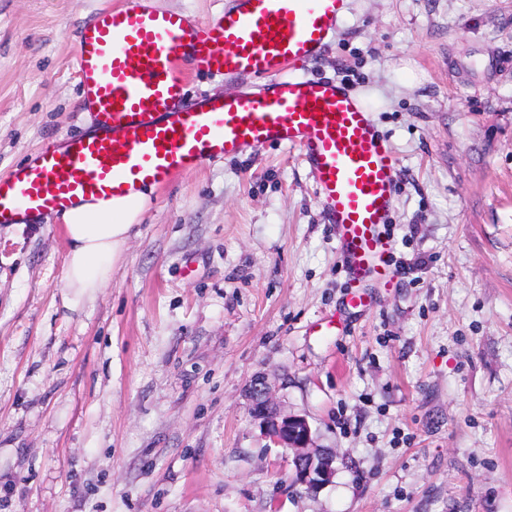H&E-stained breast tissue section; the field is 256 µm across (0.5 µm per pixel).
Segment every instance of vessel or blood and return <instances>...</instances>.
<instances>
[{"label":"vessel or blood","mask_w":512,"mask_h":512,"mask_svg":"<svg viewBox=\"0 0 512 512\" xmlns=\"http://www.w3.org/2000/svg\"><path fill=\"white\" fill-rule=\"evenodd\" d=\"M346 0H231L213 22L127 0L77 33L76 74L101 132L43 145L0 178V224L78 198L121 197L271 144L298 150L355 283L389 282L383 226L397 163L368 107L341 81L313 78ZM257 78L252 91L183 104L186 68Z\"/></svg>","instance_id":"b4317fda"}]
</instances>
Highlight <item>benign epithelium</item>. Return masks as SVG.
<instances>
[{
	"label": "benign epithelium",
	"instance_id": "7a95c632",
	"mask_svg": "<svg viewBox=\"0 0 512 512\" xmlns=\"http://www.w3.org/2000/svg\"><path fill=\"white\" fill-rule=\"evenodd\" d=\"M248 394L254 417L265 425V438L292 452V482L309 489L329 482L336 473V453L310 447L311 427L307 419L282 413L274 402L272 388L262 377L251 381Z\"/></svg>",
	"mask_w": 512,
	"mask_h": 512
}]
</instances>
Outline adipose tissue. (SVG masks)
<instances>
[{"mask_svg":"<svg viewBox=\"0 0 512 512\" xmlns=\"http://www.w3.org/2000/svg\"><path fill=\"white\" fill-rule=\"evenodd\" d=\"M154 193V185L145 183L129 196L81 199L57 213L68 243L64 286L72 303L92 297L108 284Z\"/></svg>","mask_w":512,"mask_h":512,"instance_id":"ef3b65f1","label":"adipose tissue"}]
</instances>
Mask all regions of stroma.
<instances>
[{"mask_svg":"<svg viewBox=\"0 0 512 512\" xmlns=\"http://www.w3.org/2000/svg\"><path fill=\"white\" fill-rule=\"evenodd\" d=\"M0 0V175L88 134L77 31ZM307 73L398 161L394 282L359 311L300 153L175 176L72 307L54 216L0 225V512H512V0H348ZM331 329H323L325 321ZM344 458L292 485L247 388Z\"/></svg>","mask_w":512,"mask_h":512,"instance_id":"1","label":"stroma"}]
</instances>
